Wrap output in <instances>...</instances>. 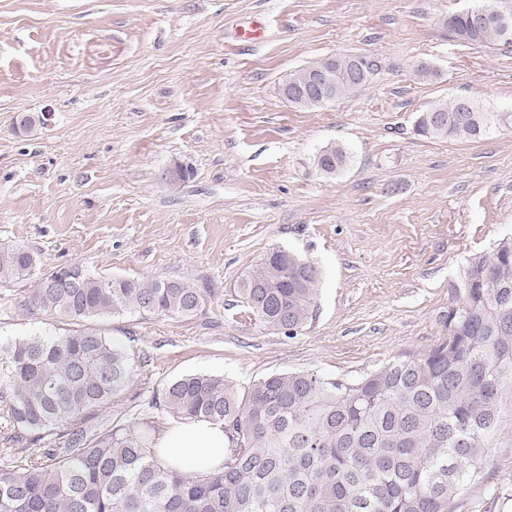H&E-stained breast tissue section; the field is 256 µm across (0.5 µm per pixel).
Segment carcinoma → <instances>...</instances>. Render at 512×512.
<instances>
[{
	"instance_id": "carcinoma-1",
	"label": "carcinoma",
	"mask_w": 512,
	"mask_h": 512,
	"mask_svg": "<svg viewBox=\"0 0 512 512\" xmlns=\"http://www.w3.org/2000/svg\"><path fill=\"white\" fill-rule=\"evenodd\" d=\"M455 38L485 44L497 27L448 17ZM358 55L336 57L344 98L365 85L347 75ZM420 113L422 134L477 138L496 115L468 98ZM322 172L346 162L321 150ZM37 258L0 247V282H25ZM317 268L270 249L234 289L268 329L292 339L311 317ZM212 294L191 280L96 276L79 264L43 272L25 305L72 324L102 314L190 316ZM443 324L448 338L414 357L357 378L274 372L242 389L198 373L165 385L156 408L174 419L224 425L230 444L219 471L185 474L164 464L151 426L94 425L96 411L131 381L124 346L86 329L34 334L8 351L0 382L13 427L30 436L25 464L0 469V512H456L480 478L498 432L497 404L512 383V236L467 260Z\"/></svg>"
}]
</instances>
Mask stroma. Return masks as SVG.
<instances>
[{
	"label": "stroma",
	"instance_id": "35a3bbf8",
	"mask_svg": "<svg viewBox=\"0 0 512 512\" xmlns=\"http://www.w3.org/2000/svg\"><path fill=\"white\" fill-rule=\"evenodd\" d=\"M485 2L0 0V247L24 246L43 271L77 263L213 290L187 317L93 319L139 360L98 420L169 422L150 402L188 374L355 379L447 337L466 260L512 233V45L470 44L447 24ZM255 24L263 40L242 43ZM341 54L373 63L364 87L312 108L282 96L289 74ZM458 97L496 126L475 139L415 133L420 112ZM43 111L49 126L14 132L16 115ZM330 144L348 155L334 175L317 166ZM275 246L320 272L292 339L234 293ZM31 288L0 282V360L61 326L25 308ZM499 419L457 512H512L511 384Z\"/></svg>",
	"mask_w": 512,
	"mask_h": 512
}]
</instances>
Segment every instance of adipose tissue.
I'll list each match as a JSON object with an SVG mask.
<instances>
[{"label":"adipose tissue","mask_w":512,"mask_h":512,"mask_svg":"<svg viewBox=\"0 0 512 512\" xmlns=\"http://www.w3.org/2000/svg\"><path fill=\"white\" fill-rule=\"evenodd\" d=\"M159 458L169 467L186 473L221 469L228 451L224 427L207 421H173L156 437Z\"/></svg>","instance_id":"ef3b65f1"}]
</instances>
